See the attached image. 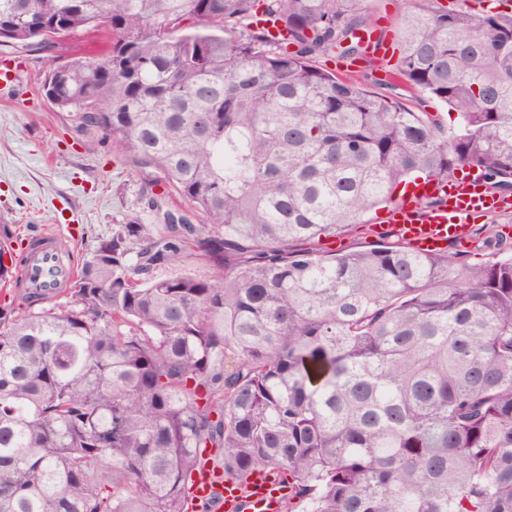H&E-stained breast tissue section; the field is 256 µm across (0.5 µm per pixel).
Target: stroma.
Here are the masks:
<instances>
[{
  "label": "stroma",
  "mask_w": 512,
  "mask_h": 512,
  "mask_svg": "<svg viewBox=\"0 0 512 512\" xmlns=\"http://www.w3.org/2000/svg\"><path fill=\"white\" fill-rule=\"evenodd\" d=\"M372 17L398 29L406 11L433 6L478 13L487 9L512 14V0H367ZM94 33L77 32L52 50L22 55L14 81L0 83V224L15 234L65 231L76 238L75 253L84 256L113 225L137 219L153 223L140 202L148 182L145 171L104 140L85 148L74 139L65 115L43 94L50 63L97 47ZM472 232L489 245L471 250L470 241L448 242L449 254L471 265L495 261L512 251V213L476 221Z\"/></svg>",
  "instance_id": "35a3bbf8"
}]
</instances>
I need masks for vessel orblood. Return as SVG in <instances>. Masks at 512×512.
Masks as SVG:
<instances>
[{
	"mask_svg": "<svg viewBox=\"0 0 512 512\" xmlns=\"http://www.w3.org/2000/svg\"><path fill=\"white\" fill-rule=\"evenodd\" d=\"M423 191L440 198V205L423 211L415 201H406L386 211L380 232H394L418 250H433L465 238L477 219L512 209V199L492 193L476 172L442 185L424 186ZM67 249V241L57 235L31 249L24 275L26 286L43 296L53 295L73 272L62 260ZM203 505L209 512H283L285 501L272 474L255 472L242 481H224L213 468L195 480L187 500L189 512H197Z\"/></svg>",
	"mask_w": 512,
	"mask_h": 512,
	"instance_id": "vessel-or-blood-1",
	"label": "vessel or blood"
}]
</instances>
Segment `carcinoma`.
Segmentation results:
<instances>
[{
	"label": "carcinoma",
	"mask_w": 512,
	"mask_h": 512,
	"mask_svg": "<svg viewBox=\"0 0 512 512\" xmlns=\"http://www.w3.org/2000/svg\"><path fill=\"white\" fill-rule=\"evenodd\" d=\"M2 16L11 54L104 30L103 53L50 68L55 106L169 192L143 190L157 223L115 225L50 309L0 225V512H187L206 459L279 476L285 512H512V256L322 247L419 179L470 168L512 191V16L403 15L396 71L450 127L316 65L374 62L365 0ZM193 258L208 278L158 275Z\"/></svg>",
	"instance_id": "carcinoma-1"
}]
</instances>
